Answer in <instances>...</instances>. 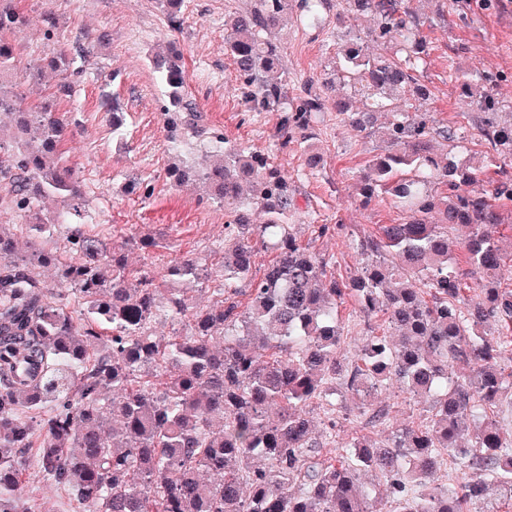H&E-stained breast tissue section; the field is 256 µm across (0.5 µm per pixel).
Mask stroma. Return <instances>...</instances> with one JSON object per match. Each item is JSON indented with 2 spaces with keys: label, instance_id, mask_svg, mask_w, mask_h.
Here are the masks:
<instances>
[{
  "label": "stroma",
  "instance_id": "35a3bbf8",
  "mask_svg": "<svg viewBox=\"0 0 512 512\" xmlns=\"http://www.w3.org/2000/svg\"><path fill=\"white\" fill-rule=\"evenodd\" d=\"M66 38L79 33L96 36L95 54L74 79L72 96L56 95V107L78 126L73 143L61 160L74 168L82 182L87 230L112 240L130 237L153 241L157 255L199 257L204 273L219 268L214 252L224 237L227 217L208 200L194 181L177 183L168 171L175 166L200 168L210 159L206 142L182 136L171 139L162 112L150 54L171 48L182 56L185 88L206 113L210 128L252 152L268 156L292 184L300 210L292 222L298 240L333 261L336 278L360 271L363 258L356 242L377 234L380 226L404 219L389 195L369 206L359 204L360 178L384 144L379 134L352 131L333 102L343 84L336 78L338 50L365 37L371 18L342 13L339 0H328L316 24L289 19L277 41L282 55L279 80L289 97L312 95L325 103L314 113L309 145L281 148L277 136L280 115L256 112L243 93V81L224 53V21L245 10L250 0H184L181 29H171L159 0H53ZM31 17L29 27L15 36L20 48L13 79L28 102L56 94L59 82L46 73L40 83L29 77L27 63L53 55L58 46L44 36L42 0H19ZM424 36L426 61L417 74L430 97L424 107L432 120L454 128L453 144L437 141L436 150L452 149L458 159H479L499 179L512 183V155L501 153L479 132L486 114L467 96L459 74L480 72L484 90L502 107L497 123L512 121V0H407ZM120 112L122 137L112 134V114ZM321 155L317 169L306 167L305 147ZM327 225L319 233L317 225ZM359 399L345 385L336 387V413L313 402L308 410L316 425L335 418L336 443L352 437H384L398 428L416 426L426 417V405L404 394L397 385L383 390L375 407L387 408L391 421L371 427L359 418ZM18 512H83L67 489L39 483L18 502Z\"/></svg>",
  "mask_w": 512,
  "mask_h": 512
}]
</instances>
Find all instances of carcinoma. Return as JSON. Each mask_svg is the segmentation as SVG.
<instances>
[{"mask_svg":"<svg viewBox=\"0 0 512 512\" xmlns=\"http://www.w3.org/2000/svg\"><path fill=\"white\" fill-rule=\"evenodd\" d=\"M321 3L252 0L225 21L224 54L251 83L253 108L282 113L285 147L308 140L311 113L323 103L290 101L269 79L281 59L274 33L288 13L317 22ZM342 3L373 16L370 40L395 44L390 55L343 50L344 83L359 84L367 103L353 112L342 94L336 111L364 132L377 115L386 118V152L369 165L360 204L385 193L409 219L361 241V273L340 281L331 259L290 233L296 204L288 179L268 157L221 137L214 162L196 172L229 217L211 278L216 301L200 307L189 295L199 280L195 257L158 266L149 255L135 267L127 255L133 241L79 230L67 237L65 258L41 247L55 225L81 221V182L60 162L77 131L53 95L30 107L8 88L13 36L30 16L17 0H0V206L25 217L0 224V512H17L25 474L67 488L85 512H376L382 491L389 512L512 505V429L496 419L502 405L512 408V371L499 364L512 346V289L484 288L512 274L489 232L502 223L512 185L450 152L435 156L433 140L453 133L394 106L427 97L416 77L423 35L404 0ZM92 51L91 41L71 48L65 40L29 69L68 71ZM151 62L169 100L167 126L208 135L178 59L157 53ZM463 82L483 111L499 109L496 98L478 94L477 80ZM49 198L64 202L50 218L39 208ZM252 211L264 222L251 223ZM450 224L468 230L461 249L475 285L453 255ZM257 244L275 253L259 279L251 272ZM41 268L75 291L77 308L41 284ZM473 287L486 295L465 297ZM348 295L392 330L366 337L352 359L338 311ZM165 323L188 333L161 334ZM342 373L356 395L394 381L424 399V424L336 448L331 418L324 442L313 441L306 408L315 399L334 405L332 383ZM445 454L467 470L464 482H438Z\"/></svg>","mask_w":512,"mask_h":512,"instance_id":"carcinoma-1","label":"carcinoma"}]
</instances>
